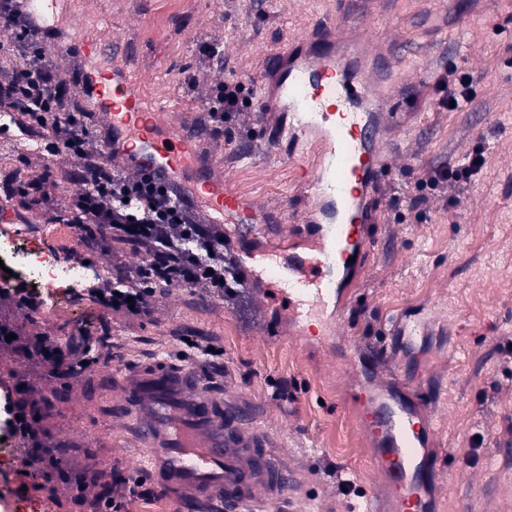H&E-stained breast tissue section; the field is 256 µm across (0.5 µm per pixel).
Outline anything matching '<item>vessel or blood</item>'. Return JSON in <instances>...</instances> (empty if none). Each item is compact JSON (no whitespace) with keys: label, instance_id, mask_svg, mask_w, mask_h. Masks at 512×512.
I'll return each mask as SVG.
<instances>
[{"label":"vessel or blood","instance_id":"obj_1","mask_svg":"<svg viewBox=\"0 0 512 512\" xmlns=\"http://www.w3.org/2000/svg\"><path fill=\"white\" fill-rule=\"evenodd\" d=\"M37 22L56 16V0H25ZM59 51L92 59L98 39L62 42ZM271 67L272 93H261L255 108L283 111L290 118L287 136L270 146L280 160L295 166L298 180L280 213L287 237L260 224L265 212L257 199L241 196L220 165L204 160L197 141L179 130L170 109L145 101L137 76L116 72L111 82L88 69L79 77L86 98L96 100L97 122L107 138L103 155L161 181L188 186L205 203L209 223L233 218L237 231L228 240L234 261L246 274L262 268L268 287L294 328L323 341L335 321L350 310L357 274L365 265L370 228L383 202L386 165L369 107L371 83H385L392 68L352 80L340 55V27L329 36L290 38ZM261 233L271 242L263 251L241 246L243 235ZM426 321L411 314L393 316L390 337L414 347ZM389 352L367 346L353 365L355 375L380 370ZM120 415L135 421L138 447L151 463L153 484L180 512L223 505L225 512H263L288 486V471L270 449L272 438L241 409L209 390L192 368L165 358L140 363L119 379ZM366 411L365 432L374 454L373 469L388 489V512H430V490L441 459L432 447L436 432L426 402L408 379L396 382L385 397L355 391Z\"/></svg>","mask_w":512,"mask_h":512}]
</instances>
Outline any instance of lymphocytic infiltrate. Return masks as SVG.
<instances>
[{
	"instance_id": "1",
	"label": "lymphocytic infiltrate",
	"mask_w": 512,
	"mask_h": 512,
	"mask_svg": "<svg viewBox=\"0 0 512 512\" xmlns=\"http://www.w3.org/2000/svg\"><path fill=\"white\" fill-rule=\"evenodd\" d=\"M23 0H0V28L12 33L15 64L0 66V103L21 112L29 126L47 132L51 156L63 157L61 174L74 190L65 201H56L47 191L46 179L27 182L6 180V196L22 195L47 216L51 224L76 225L81 236L101 240L112 252L113 270L121 279L112 289H89L90 299L110 313L140 320L152 319L164 288L184 287L204 297L221 300L236 295L248 281L239 271L224 242L221 225L207 223L187 190L160 186L141 171L102 162L100 130L93 113L66 110L74 85L56 69L45 45L46 33L22 7ZM220 44L204 41L196 50L202 75L198 82L200 101L207 113L208 133L224 136L232 126L249 121L253 109L243 87L224 79L219 63ZM441 109H462L474 96L469 74L450 68L435 84ZM486 150L476 146L463 164H445L427 169L415 185L413 208H420L429 195L455 206L459 191L475 184L486 164ZM140 252V264L128 265L123 247ZM29 349L36 368L57 374L66 369L78 374L85 354L61 350L54 338L41 336L29 344L10 319L0 320V343ZM39 391L31 384L16 387L5 396L0 412V431L19 437L36 448V462L58 470L63 457L50 443L27 407L37 406Z\"/></svg>"
}]
</instances>
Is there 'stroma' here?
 <instances>
[{
	"mask_svg": "<svg viewBox=\"0 0 512 512\" xmlns=\"http://www.w3.org/2000/svg\"><path fill=\"white\" fill-rule=\"evenodd\" d=\"M58 0L54 40H77L70 18L99 22L103 41L120 45L107 69H126L143 81L148 102L176 106L181 131L196 134L201 104L184 77L195 66L199 42L224 43V77L249 95L273 88L271 59L289 36L344 22L348 41H369L371 29L406 40L393 65L390 94L373 91L372 110L406 113L403 127L383 126L389 176L382 192L376 237L357 292L358 306L328 346L306 345L287 317L264 302L265 285L231 302L169 288L152 321L105 313L79 293L52 323L41 316L17 322L30 338H71L89 365L75 376L40 380L44 399L35 410L42 429L64 450V468L45 473L22 445L0 466V499L27 481L23 512H90L117 472L145 476L148 461L132 446L113 407L119 370L156 356L194 368L227 390L250 420L270 432L275 457L291 479L284 501L266 512H355L366 494L383 499L371 449L348 395L392 381L397 367L430 403L435 448L446 462L430 493L433 512H512V0ZM462 68L475 99L461 110L440 109L436 75ZM282 120L267 113L255 135L204 137L206 156L244 195L280 209L297 178L293 166L270 152L267 134ZM38 131L17 124L0 136V179L28 181L45 167L25 164ZM488 148L476 185L455 208L430 198L425 215L409 208L414 184L427 168L465 162L476 141ZM27 225L40 246L62 260L85 253L108 267L110 252L87 248L67 224L35 220L27 198L0 208V233ZM431 312L417 346L390 342L392 362L380 374L355 378L352 362L366 341L381 338L393 314ZM215 355H207L205 346ZM84 482V501L72 486Z\"/></svg>",
	"mask_w": 512,
	"mask_h": 512,
	"instance_id": "1",
	"label": "stroma"
}]
</instances>
